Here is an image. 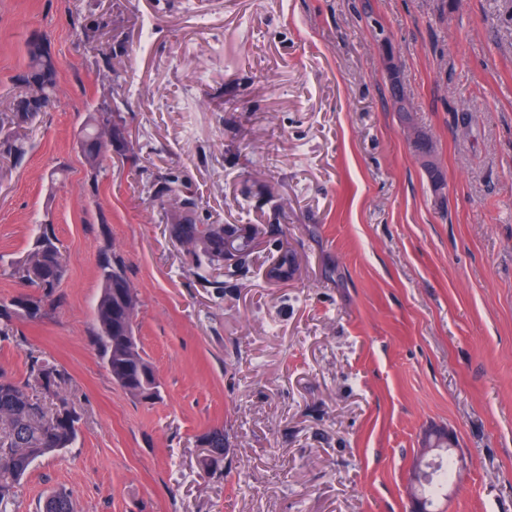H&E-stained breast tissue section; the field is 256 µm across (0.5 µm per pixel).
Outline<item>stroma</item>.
<instances>
[{"label":"stroma","mask_w":512,"mask_h":512,"mask_svg":"<svg viewBox=\"0 0 512 512\" xmlns=\"http://www.w3.org/2000/svg\"><path fill=\"white\" fill-rule=\"evenodd\" d=\"M35 32L58 92L24 157H0V300L30 293L16 270L40 225L66 274L46 317L0 335V368L22 382L32 359L53 364L45 405L80 421L14 512L60 488L74 512H412L434 427L464 461L447 512H512V0H0L6 135ZM93 112L113 131L95 176L79 143ZM169 181L246 250L198 267ZM104 251L136 290L157 400L98 352ZM285 254L293 274L270 278Z\"/></svg>","instance_id":"1"}]
</instances>
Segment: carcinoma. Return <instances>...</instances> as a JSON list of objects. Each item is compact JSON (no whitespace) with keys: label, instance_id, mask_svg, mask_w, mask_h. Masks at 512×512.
<instances>
[{"label":"carcinoma","instance_id":"1","mask_svg":"<svg viewBox=\"0 0 512 512\" xmlns=\"http://www.w3.org/2000/svg\"><path fill=\"white\" fill-rule=\"evenodd\" d=\"M24 68L37 72L41 83L35 90H25L22 97H33V106L22 112L18 102H13L12 122L21 127L51 104L58 89V63L51 53L44 54L34 48H26ZM85 164L93 172L101 167L105 154L112 149L108 144L95 142L94 133L87 131ZM20 158L26 153L25 142L7 135L0 140V154ZM183 234L191 241H199L204 250L198 255V263L212 264L224 257V230L201 228L195 224L181 226ZM27 263L39 270L42 289L39 296L31 295L38 315L45 314V303L56 291L65 275L63 255L49 225H44L35 249L28 254ZM101 295L96 306V319L100 332L98 343L105 368L115 382L129 394L146 401L159 397V385L153 366L143 351L127 344L124 339L134 335L138 298L122 262L106 255L100 265ZM120 286L114 292V286ZM36 382L44 390L51 388L60 372L48 365L36 362L32 365ZM79 418L76 412L60 401L56 410L48 415L39 401L29 395L27 385L16 381L0 368V512H7L15 489L28 475L34 462L44 456L69 447L78 434ZM455 468L450 457H445L425 486V493L438 499L448 482L454 478ZM41 512H73L70 495L59 490L46 498Z\"/></svg>","mask_w":512,"mask_h":512}]
</instances>
